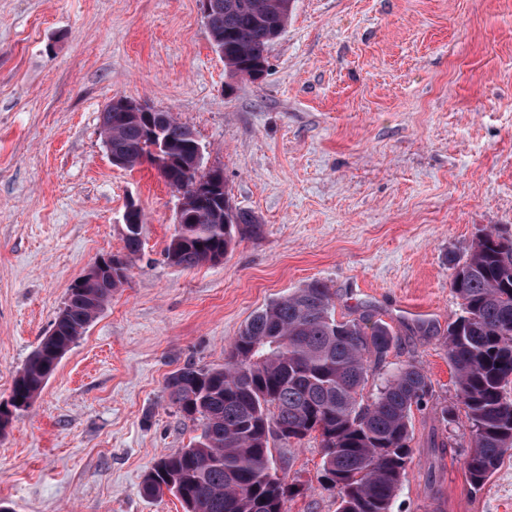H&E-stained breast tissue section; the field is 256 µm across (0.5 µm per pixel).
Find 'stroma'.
<instances>
[{
	"instance_id": "1",
	"label": "stroma",
	"mask_w": 512,
	"mask_h": 512,
	"mask_svg": "<svg viewBox=\"0 0 512 512\" xmlns=\"http://www.w3.org/2000/svg\"><path fill=\"white\" fill-rule=\"evenodd\" d=\"M118 97L187 125L259 233L215 264L168 263L178 196L150 165H112L101 113ZM130 200L143 248L0 434V506L183 512L142 492L201 432L169 403L168 376L223 365L254 312L318 281L337 320L386 321L389 362L431 381L393 512H512V456L469 484L444 345L460 313L454 259L481 231L512 239V0H293L256 82L226 71L199 0H0V402L70 286L122 252ZM273 456L309 486L288 512H336L318 437L274 442Z\"/></svg>"
}]
</instances>
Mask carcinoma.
Returning a JSON list of instances; mask_svg holds the SVG:
<instances>
[{"instance_id": "carcinoma-1", "label": "carcinoma", "mask_w": 512, "mask_h": 512, "mask_svg": "<svg viewBox=\"0 0 512 512\" xmlns=\"http://www.w3.org/2000/svg\"><path fill=\"white\" fill-rule=\"evenodd\" d=\"M205 26L223 50L232 76L256 80L271 43L286 28L291 0H220ZM160 130L149 136V123ZM107 118L103 139L123 151L124 166L147 161L166 184L194 162L193 131L172 113ZM222 188L203 182L184 191L186 222L175 228L166 259L193 268L227 255L236 231H260L256 216L220 204ZM142 232L125 228V252L140 251ZM126 277L113 274L75 283L56 331L44 337L17 372L9 400L0 402V433L33 406L64 355L83 336ZM450 286L461 314L446 330L445 345L471 429L466 469L473 488L486 483L499 461L512 455V241L493 232L478 236L454 262ZM397 345L386 322L367 316L338 321L332 294L313 281L255 312L230 345L224 365H186L167 380L170 402L201 421L186 448L161 457L142 491H172L184 512H287L288 498L304 484L272 472L274 430L301 441L316 433L323 461L320 483L337 493L336 512H393L411 459V418L427 403L430 380L407 361L389 374L377 395L364 400L369 363L381 365Z\"/></svg>"}]
</instances>
